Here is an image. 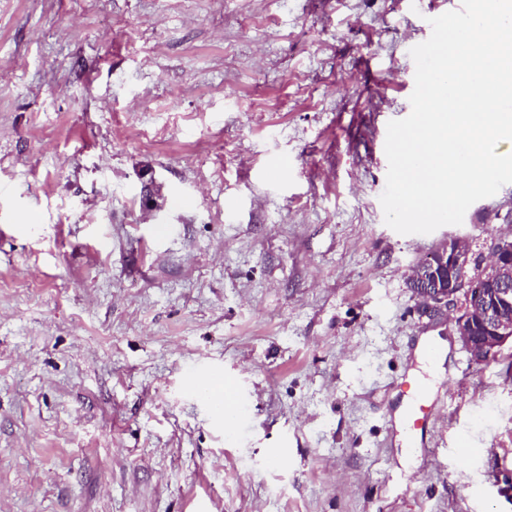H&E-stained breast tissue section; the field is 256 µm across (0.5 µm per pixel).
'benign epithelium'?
Listing matches in <instances>:
<instances>
[{"label": "benign epithelium", "mask_w": 512, "mask_h": 512, "mask_svg": "<svg viewBox=\"0 0 512 512\" xmlns=\"http://www.w3.org/2000/svg\"><path fill=\"white\" fill-rule=\"evenodd\" d=\"M488 250L481 277L471 279L470 248L458 239L443 242L425 262L427 277L418 295L433 321L441 319L459 296L466 297L453 322L456 335L477 363L494 358L512 341V244L494 239Z\"/></svg>", "instance_id": "1"}]
</instances>
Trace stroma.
<instances>
[{
    "mask_svg": "<svg viewBox=\"0 0 512 512\" xmlns=\"http://www.w3.org/2000/svg\"><path fill=\"white\" fill-rule=\"evenodd\" d=\"M457 2L0 0V512H512V344L472 361L407 282L512 240V184L426 235L380 202ZM200 368L242 387L234 440ZM440 400L427 391L419 379L408 383L407 400L402 411V422L409 448L420 453V448H428L425 430L432 412H436Z\"/></svg>",
    "mask_w": 512,
    "mask_h": 512,
    "instance_id": "1",
    "label": "stroma"
}]
</instances>
